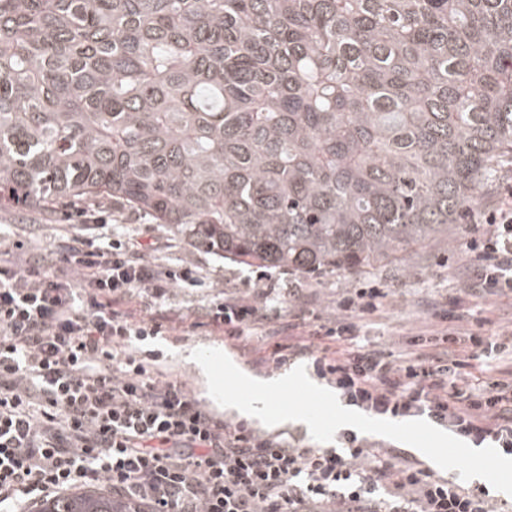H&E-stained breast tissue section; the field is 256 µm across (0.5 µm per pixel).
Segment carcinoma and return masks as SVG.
Masks as SVG:
<instances>
[{"mask_svg":"<svg viewBox=\"0 0 512 512\" xmlns=\"http://www.w3.org/2000/svg\"><path fill=\"white\" fill-rule=\"evenodd\" d=\"M508 160L512 0H0V206L117 205L243 265L355 273L451 247Z\"/></svg>","mask_w":512,"mask_h":512,"instance_id":"1","label":"carcinoma"}]
</instances>
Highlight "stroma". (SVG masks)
Listing matches in <instances>:
<instances>
[{
	"mask_svg": "<svg viewBox=\"0 0 512 512\" xmlns=\"http://www.w3.org/2000/svg\"><path fill=\"white\" fill-rule=\"evenodd\" d=\"M156 241L164 243L160 256L170 263H190L203 270L208 285H219L231 280L239 286L257 284L263 276L282 282L288 280V272L278 269L264 270L248 267L217 257L213 253L190 248L184 241L176 240L164 225L151 226ZM478 230L471 219H464L456 236L455 244L447 250L424 249L409 253L406 263L387 265L375 271L354 274H330L304 279L306 298L311 309L322 317L334 314V299L338 291L352 288L364 280L380 282L387 288L389 297L383 317L367 329L372 343L392 350L415 348L421 345V337L429 330L431 307L442 300L447 291L461 283V274L470 254L467 243ZM74 228L64 216L47 217L40 209L16 204L0 208V252L23 247L29 253L43 255L55 261L57 240L73 234ZM145 350L161 353L166 373L187 382L200 400H208L204 378L175 356L176 349L184 347H214L230 350L232 360L248 375L268 379L278 376L275 368H257L254 358L270 354L274 346L272 338L257 334L251 336L248 349L230 348L223 337L212 333L207 326H199L178 336H159L141 341Z\"/></svg>",
	"mask_w": 512,
	"mask_h": 512,
	"instance_id": "1",
	"label": "stroma"
}]
</instances>
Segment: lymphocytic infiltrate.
Listing matches in <instances>:
<instances>
[{
	"label": "lymphocytic infiltrate",
	"instance_id": "f902f5d3",
	"mask_svg": "<svg viewBox=\"0 0 512 512\" xmlns=\"http://www.w3.org/2000/svg\"><path fill=\"white\" fill-rule=\"evenodd\" d=\"M66 218L112 234L62 239L54 264H0V512H27L97 483L141 512H503L482 485L438 475L350 430L338 447L312 448L215 417L184 382L163 379L158 354L130 345L184 324L168 301L175 289L204 286L203 271L150 257L148 231L128 233L107 210L79 208ZM478 220L462 291H512V180ZM387 298L376 282L344 289L325 320L298 282L230 285L201 315L236 346L275 330L269 365L308 360L350 405L424 416L512 456V371L472 372L512 358V329L492 328L490 317L468 309L458 328L438 303L429 345L397 353L362 337ZM134 301L142 317L128 312Z\"/></svg>",
	"mask_w": 512,
	"mask_h": 512
}]
</instances>
